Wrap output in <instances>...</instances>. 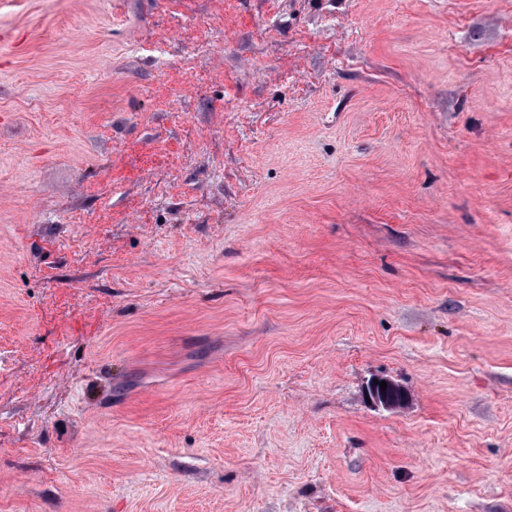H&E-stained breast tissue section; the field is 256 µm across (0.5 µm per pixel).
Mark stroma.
<instances>
[{
  "label": "stroma",
  "instance_id": "35a3bbf8",
  "mask_svg": "<svg viewBox=\"0 0 512 512\" xmlns=\"http://www.w3.org/2000/svg\"><path fill=\"white\" fill-rule=\"evenodd\" d=\"M1 31L0 512H512V0ZM374 380H377V383H374ZM374 380L367 386V396L372 404L387 410H400L407 407L409 394L402 385L386 377H378ZM381 381L387 383L385 391L381 390Z\"/></svg>",
  "mask_w": 512,
  "mask_h": 512
}]
</instances>
